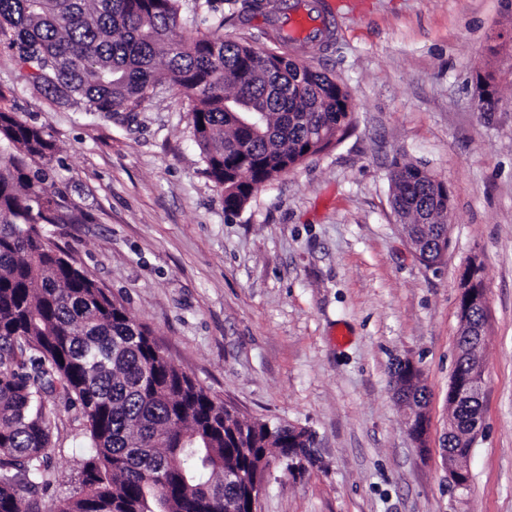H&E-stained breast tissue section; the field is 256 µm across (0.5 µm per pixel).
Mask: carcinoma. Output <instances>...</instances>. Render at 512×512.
I'll return each instance as SVG.
<instances>
[{
    "mask_svg": "<svg viewBox=\"0 0 512 512\" xmlns=\"http://www.w3.org/2000/svg\"><path fill=\"white\" fill-rule=\"evenodd\" d=\"M180 0H0V40L27 81L84 112H137L156 85L192 94L204 173L238 211L254 184L325 151L352 126L338 81L284 53L224 36V21L176 38ZM264 113L259 130L245 125ZM56 146L44 128L0 110V512H41L58 392L86 422L79 490L53 512H239L249 485L224 481L275 449L310 457L288 423L247 424L160 353L145 327L39 230L78 222L55 188ZM393 210L444 243L448 186L405 159L392 163Z\"/></svg>",
    "mask_w": 512,
    "mask_h": 512,
    "instance_id": "carcinoma-1",
    "label": "carcinoma"
}]
</instances>
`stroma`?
<instances>
[{"mask_svg": "<svg viewBox=\"0 0 512 512\" xmlns=\"http://www.w3.org/2000/svg\"><path fill=\"white\" fill-rule=\"evenodd\" d=\"M332 37L301 57L347 85L355 119L329 150L256 191L238 212L204 173L191 99L161 85L108 118L51 105L0 45V109L55 140L56 182L79 224L42 231L150 332L178 367L254 420L317 435L318 463L274 462L261 512H512V0H330ZM264 46L266 9L181 0L177 36L208 25ZM489 70L498 111L475 107ZM453 195L450 245L431 268L390 207L394 159ZM487 293L483 424L467 488L442 456L457 354L458 281L471 256ZM421 367L428 450L391 391L395 359ZM52 411L42 512L76 493L87 455L78 411Z\"/></svg>", "mask_w": 512, "mask_h": 512, "instance_id": "1", "label": "stroma"}]
</instances>
